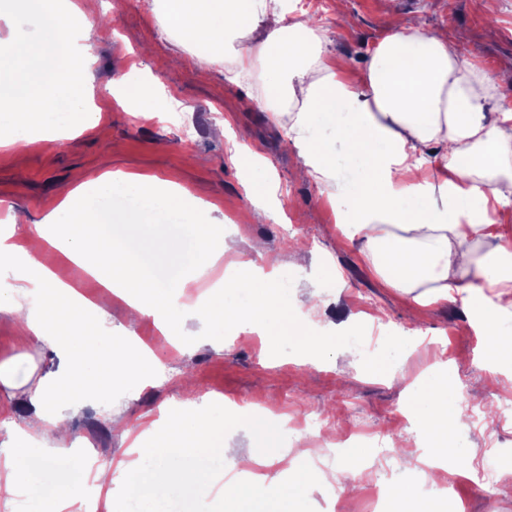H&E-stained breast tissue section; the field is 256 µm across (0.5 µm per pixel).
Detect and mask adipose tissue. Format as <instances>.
<instances>
[{
	"label": "adipose tissue",
	"mask_w": 512,
	"mask_h": 512,
	"mask_svg": "<svg viewBox=\"0 0 512 512\" xmlns=\"http://www.w3.org/2000/svg\"><path fill=\"white\" fill-rule=\"evenodd\" d=\"M280 0H163L159 22L206 50L210 58L234 62L232 81L261 70L267 76L263 106L279 112L294 103L288 144L301 171L331 187L342 236L361 239L376 273L390 287L426 305L466 297L470 327L484 338L483 361L512 390V242L501 234L512 223V110L489 117L495 97L493 74L465 58L462 41L417 24H400L379 44L359 83L345 80L324 58L321 29L311 20L286 17ZM21 33L0 39V103L11 119L0 126V146L32 128L62 138L67 111L78 105L63 76L69 58L91 65L101 40L84 12L69 0H14ZM259 39L249 34L257 24ZM439 153L424 167L430 146ZM128 207L112 208L117 189ZM186 189L154 176L103 173L69 190L28 234L18 223L0 226V312L19 317L18 339L56 348L59 365L40 376L30 396L28 427L17 429L0 460V502L12 506L30 486L26 459L36 445L67 440L66 411L88 399L110 396L114 382L145 384L157 357L131 348L133 332L113 327L107 306L119 293L134 318H152L164 335L180 339L189 321L214 328L231 323L275 337L277 306L291 305L301 318L316 306L289 296L270 276H231L191 296L186 280L162 281L147 258L183 261L197 272L224 254L236 253L220 224L194 221L185 237L158 233L156 215L175 210ZM491 240L482 257L472 254L475 236ZM41 240L72 260L102 286L95 300L82 297L39 262L32 248ZM244 292L246 304L225 299ZM124 348L123 360L113 352ZM454 365L434 367L411 382L412 414L429 467L454 473L465 454L459 442L462 403ZM216 424L201 412H173L165 432L140 433L135 460L120 476L130 498L99 497L98 512H164L178 490L203 500L213 490V468L202 464L213 447ZM257 443L239 463L241 477L224 483V512H308L311 491L326 480L322 471L299 474L267 497L249 469L260 460L287 462L267 423L253 422ZM396 512H447L446 490L429 496L418 489H388Z\"/></svg>",
	"instance_id": "ef3b65f1"
}]
</instances>
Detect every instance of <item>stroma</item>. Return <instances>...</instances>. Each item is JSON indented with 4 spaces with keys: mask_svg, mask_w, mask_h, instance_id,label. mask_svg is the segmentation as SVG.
<instances>
[{
    "mask_svg": "<svg viewBox=\"0 0 512 512\" xmlns=\"http://www.w3.org/2000/svg\"><path fill=\"white\" fill-rule=\"evenodd\" d=\"M73 2L102 30L90 67L92 90L82 106L99 125L70 131L63 140L34 133L11 149H0V225L9 223L15 209L26 211L31 222L41 221L80 174L137 173L182 185L194 199L186 214L198 206L212 207L225 229H243L247 240L264 243L265 256L250 253L246 259L275 271L280 287L293 290L317 280L322 302L313 320L322 326L345 325L347 341L342 354L335 342L325 343L322 365L315 368L302 362L303 344L289 335L276 338L273 358L260 336L232 325L219 336L185 337L176 349L152 320H143L135 332L161 359L152 382L134 389L114 386L109 398L71 414L65 450L80 449L92 468L118 470L128 460L140 424L164 419L179 405L189 374L198 387V409L224 421L216 446L247 447L245 422L226 408L242 397L274 407L270 428L284 448L293 441L287 421L309 412L324 416L329 430L345 426L359 431L368 444L362 455L331 459L320 454L294 464L298 470L313 466L328 475L340 469L362 472L358 491L345 499L351 512H371L375 487L419 482L420 469L400 466L393 447L399 440L406 453H421L413 425L400 417L411 395L397 383V375L419 379L436 364L453 363L456 391L463 399L476 388L488 392L498 383L480 360L482 339L467 325L464 301L418 307L380 279L360 240L337 243L326 186L313 177L296 178L300 160L283 148L287 116L273 115L259 104V79L230 83L223 62L199 56L180 34L164 32L157 19L160 0H126L117 17L112 0ZM325 2V9L313 14L322 30L323 50L351 80L361 79L372 51L398 23L417 19L428 30L467 32L471 59L495 77L498 109H512V0H395L391 13L380 11L378 0ZM153 75L164 84L147 102L153 115L135 116L132 93ZM221 123L226 134L218 139L212 131ZM237 143L261 151L264 167H237L231 160ZM264 177L276 187V213L266 223L254 224L247 184ZM297 239L307 244L308 260L300 269L288 260V244ZM372 316L383 324L380 344H390L394 327L424 337L415 351L397 354L382 378L371 375L375 359L359 347L360 336L371 330ZM1 362L10 363L27 387L0 385V457L12 431L26 418L27 388L35 387L37 375L55 368L58 357L49 346L21 344L11 315L0 312ZM113 410L131 419L129 435L113 432L108 422ZM465 423L462 439L474 458L467 472L451 479L450 512H512V496L491 498L479 485L480 468H512V424L498 425L496 417L484 414Z\"/></svg>",
    "mask_w": 512,
    "mask_h": 512,
    "instance_id": "35a3bbf8",
    "label": "stroma"
}]
</instances>
